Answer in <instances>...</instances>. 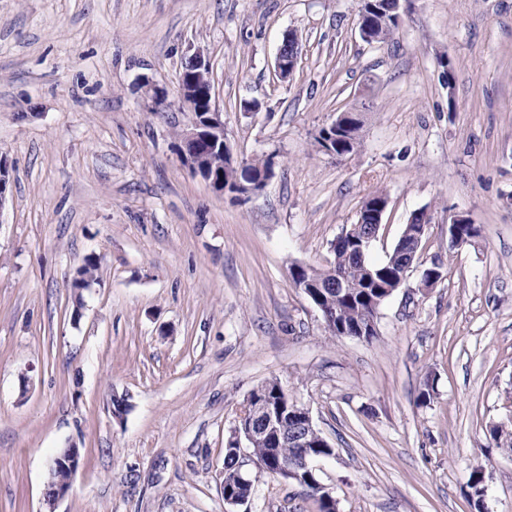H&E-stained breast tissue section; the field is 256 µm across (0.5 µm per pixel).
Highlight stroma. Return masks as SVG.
I'll return each mask as SVG.
<instances>
[{
	"label": "stroma",
	"mask_w": 512,
	"mask_h": 512,
	"mask_svg": "<svg viewBox=\"0 0 512 512\" xmlns=\"http://www.w3.org/2000/svg\"><path fill=\"white\" fill-rule=\"evenodd\" d=\"M401 4L377 44L361 0H0V512H227L224 449L271 379L331 444L317 474L338 512H477L478 466L488 512H512V450L488 433L512 421V0ZM199 48L236 161L273 163L245 202L178 150ZM342 112L360 144L332 156L315 136ZM374 190L389 206L371 262L415 213L431 222L367 342L331 335L290 268H328ZM458 214L481 235L452 250ZM72 445L80 467L47 505ZM238 512L319 507L263 474ZM299 58V46L297 39L288 34L282 45L279 47L275 67L281 78H288L297 67ZM80 464V455L78 448H68V450L55 457L52 461L50 471H51V481L47 485V489L45 492V501L48 505H54L55 501L60 497H63L69 490L70 484L63 482H54V475L57 471L64 469L70 470L71 472H76Z\"/></svg>",
	"instance_id": "35a3bbf8"
}]
</instances>
